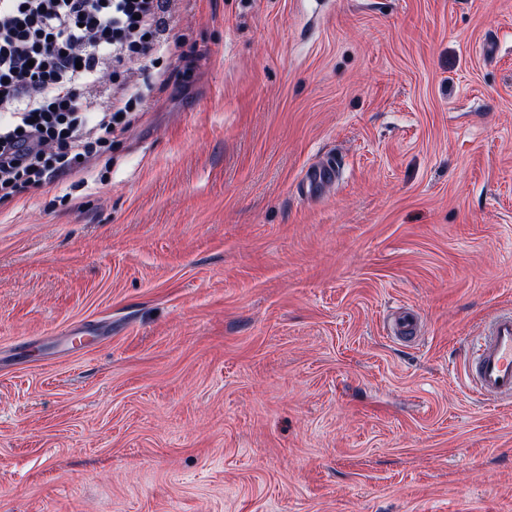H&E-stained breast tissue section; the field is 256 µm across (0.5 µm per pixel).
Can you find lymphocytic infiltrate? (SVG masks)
Instances as JSON below:
<instances>
[{
	"label": "lymphocytic infiltrate",
	"instance_id": "1",
	"mask_svg": "<svg viewBox=\"0 0 512 512\" xmlns=\"http://www.w3.org/2000/svg\"><path fill=\"white\" fill-rule=\"evenodd\" d=\"M176 0H0V201L78 172L146 105L135 79L164 45ZM106 87L98 111L91 91Z\"/></svg>",
	"mask_w": 512,
	"mask_h": 512
}]
</instances>
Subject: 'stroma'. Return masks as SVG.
I'll return each mask as SVG.
<instances>
[{"instance_id":"obj_1","label":"stroma","mask_w":512,"mask_h":512,"mask_svg":"<svg viewBox=\"0 0 512 512\" xmlns=\"http://www.w3.org/2000/svg\"><path fill=\"white\" fill-rule=\"evenodd\" d=\"M143 79L0 202V512H512V0H177ZM464 361V375L476 392L494 402H512V313L492 317Z\"/></svg>"}]
</instances>
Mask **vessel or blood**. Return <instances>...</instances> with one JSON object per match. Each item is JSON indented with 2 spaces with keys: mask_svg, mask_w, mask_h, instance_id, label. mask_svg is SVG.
I'll use <instances>...</instances> for the list:
<instances>
[{
  "mask_svg": "<svg viewBox=\"0 0 512 512\" xmlns=\"http://www.w3.org/2000/svg\"><path fill=\"white\" fill-rule=\"evenodd\" d=\"M464 375L476 392L494 402H512V313L492 317L474 339Z\"/></svg>",
  "mask_w": 512,
  "mask_h": 512,
  "instance_id": "obj_1",
  "label": "vessel or blood"
}]
</instances>
